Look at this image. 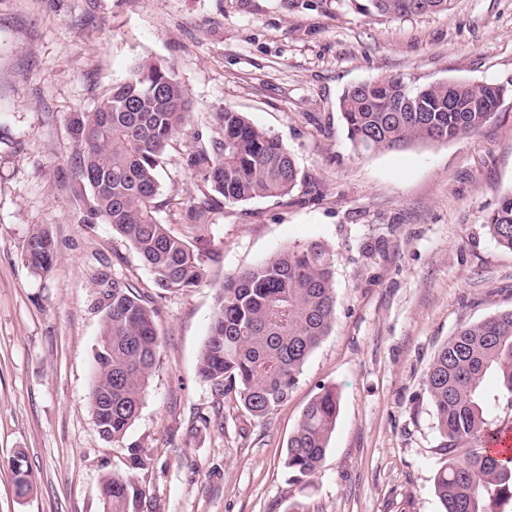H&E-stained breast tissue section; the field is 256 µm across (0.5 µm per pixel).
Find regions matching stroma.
Segmentation results:
<instances>
[{
	"label": "stroma",
	"instance_id": "stroma-1",
	"mask_svg": "<svg viewBox=\"0 0 512 512\" xmlns=\"http://www.w3.org/2000/svg\"><path fill=\"white\" fill-rule=\"evenodd\" d=\"M145 59L189 101L159 168L156 217L206 256L191 289L156 288L130 244L91 217L76 175V119ZM391 75L510 91L472 135L359 150L339 98ZM227 107L278 137L299 178L287 196L222 203L191 224L210 186L186 161ZM511 190L512 0L398 19L350 0H0V512H102L99 480L126 454L89 406L116 281L154 308L160 340L127 434L153 459L140 512H441L424 378L460 324L512 308V252L484 225ZM38 228L57 255L43 275L24 259ZM310 241L333 259L335 322L287 400L255 418L197 373L217 294L228 274ZM326 388L336 427L301 491L285 448ZM18 451L34 480L24 498L11 482Z\"/></svg>",
	"mask_w": 512,
	"mask_h": 512
}]
</instances>
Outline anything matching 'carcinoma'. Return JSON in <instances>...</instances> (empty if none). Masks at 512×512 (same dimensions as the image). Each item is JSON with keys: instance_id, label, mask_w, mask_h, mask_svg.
<instances>
[{"instance_id": "carcinoma-1", "label": "carcinoma", "mask_w": 512, "mask_h": 512, "mask_svg": "<svg viewBox=\"0 0 512 512\" xmlns=\"http://www.w3.org/2000/svg\"><path fill=\"white\" fill-rule=\"evenodd\" d=\"M367 14L410 17L448 9L450 0H353ZM508 93L504 85L441 82L410 87L384 77L344 91L339 109L349 139L364 151H393L416 142L440 143L476 133ZM188 99L162 65L142 60L112 93L79 122L84 150L78 176L92 193V215L112 225L154 275L157 288H193L204 259L155 218L158 169L168 142L184 126ZM215 136L189 166L204 174L214 195L191 206L200 221L224 200L238 203L282 197L296 185L295 160L275 136L230 107L216 114ZM496 244L512 251V192L488 215ZM25 260L38 275L56 261L51 235L36 230ZM336 294L332 259L320 242L282 250L265 262L229 274L217 296L198 374L214 391L263 418L283 403L305 362L332 328ZM154 311L129 285L112 281L103 318L89 403L100 435L122 443L138 418L157 366ZM512 398V309L461 326L428 367L424 382L441 437L434 488L443 512H504L512 503V456L484 447L498 424L489 418L482 388L490 374ZM339 411L337 394L323 389L305 407L284 458L299 491L323 460ZM125 470L102 476L104 512H137L138 475L152 459L128 445ZM16 495L33 491L25 454L11 465Z\"/></svg>"}]
</instances>
